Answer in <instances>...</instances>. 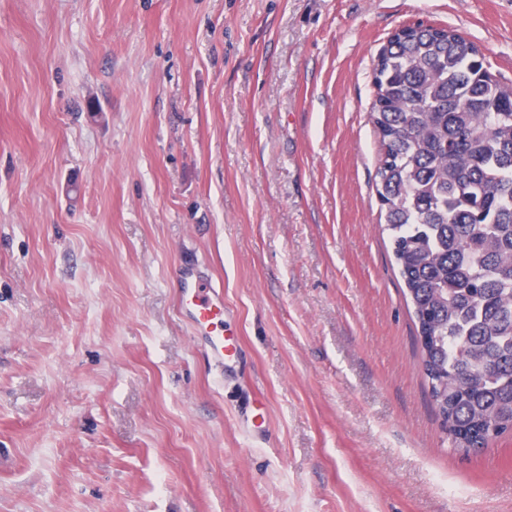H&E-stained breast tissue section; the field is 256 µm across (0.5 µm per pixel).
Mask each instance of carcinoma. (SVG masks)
Listing matches in <instances>:
<instances>
[{"mask_svg": "<svg viewBox=\"0 0 512 512\" xmlns=\"http://www.w3.org/2000/svg\"><path fill=\"white\" fill-rule=\"evenodd\" d=\"M375 186L441 411L479 431L512 423V84L476 45L422 25L374 67Z\"/></svg>", "mask_w": 512, "mask_h": 512, "instance_id": "carcinoma-1", "label": "carcinoma"}]
</instances>
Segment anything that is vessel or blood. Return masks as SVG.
Wrapping results in <instances>:
<instances>
[{"instance_id":"1","label":"vessel or blood","mask_w":512,"mask_h":512,"mask_svg":"<svg viewBox=\"0 0 512 512\" xmlns=\"http://www.w3.org/2000/svg\"><path fill=\"white\" fill-rule=\"evenodd\" d=\"M179 277L180 313L193 336L203 340L208 360L224 373H232L241 363L243 348L239 337L226 331L228 310L222 288L213 280L202 278L192 268H181Z\"/></svg>"}]
</instances>
